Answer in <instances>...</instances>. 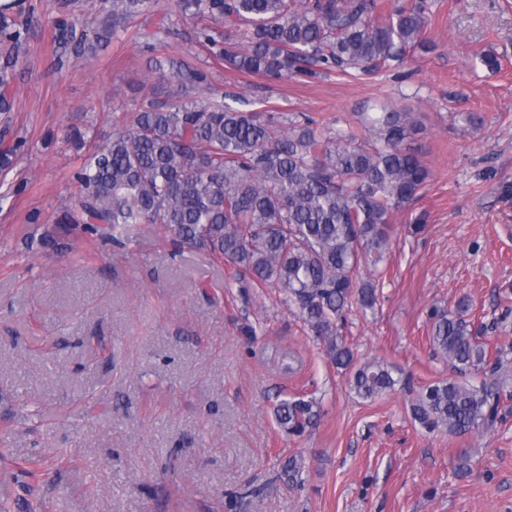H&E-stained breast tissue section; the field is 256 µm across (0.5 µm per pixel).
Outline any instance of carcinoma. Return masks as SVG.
I'll return each mask as SVG.
<instances>
[{"instance_id":"carcinoma-1","label":"carcinoma","mask_w":512,"mask_h":512,"mask_svg":"<svg viewBox=\"0 0 512 512\" xmlns=\"http://www.w3.org/2000/svg\"><path fill=\"white\" fill-rule=\"evenodd\" d=\"M17 0L0 3V112L11 111L13 68L27 43L16 24ZM156 0H99L116 31ZM182 15L198 20V42L238 72L282 78L310 67L368 73L403 60L422 44L425 0L381 13L379 0H176ZM60 44L77 61L93 53L91 40L66 19ZM174 78L181 88L203 80L189 66ZM417 113L392 108L370 119L369 134L318 122L280 119L229 105L184 102L179 93L144 99L128 125L93 147L76 172L81 195L61 208L58 232L80 228L116 244L158 224L180 247L209 252L231 264L245 287L276 288L321 342L330 362L350 374L351 389L374 399L398 380L379 361L355 364L343 338L347 315L377 305L378 265L391 248V217L410 207L429 170L408 143ZM434 314L432 344L459 376L483 372L479 383L455 378L431 383L412 403L414 419L429 431L478 436L501 414V393L512 366L496 357L489 370L486 345L472 321ZM277 424L301 436L320 416L312 398L284 399ZM289 483L302 480L296 459L282 466Z\"/></svg>"}]
</instances>
